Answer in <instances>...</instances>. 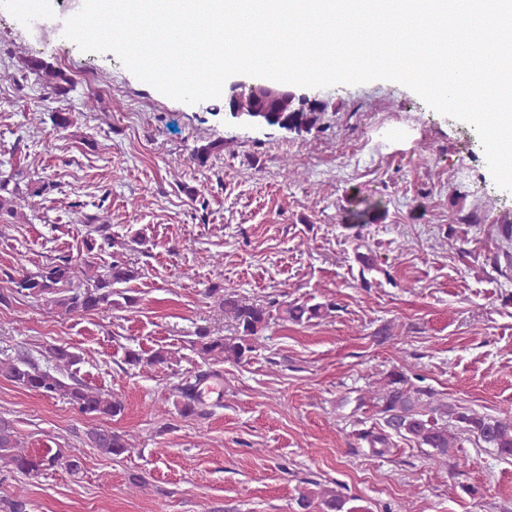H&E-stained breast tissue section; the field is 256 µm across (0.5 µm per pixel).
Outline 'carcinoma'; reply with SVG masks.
<instances>
[{
    "label": "carcinoma",
    "mask_w": 512,
    "mask_h": 512,
    "mask_svg": "<svg viewBox=\"0 0 512 512\" xmlns=\"http://www.w3.org/2000/svg\"><path fill=\"white\" fill-rule=\"evenodd\" d=\"M239 106L250 109L262 106L269 111L274 123L288 128H310L317 122V113L322 108L315 103L299 99L280 103L266 98L258 92L244 96ZM46 191V185L29 182L27 192L20 191L19 184H10L8 179H0V218L15 213L25 196H40ZM90 229L82 240L81 252L77 255H63L39 267L37 271L27 273L13 280V292L21 296L54 295L53 303L68 314H80L102 308L121 306L119 299L130 302V297L117 290V286L135 280L140 272L131 262L112 256L107 272L87 279L84 287H72L73 278L79 264L95 253L114 246L109 233V225L98 216L86 218ZM218 295V310L224 320L230 323L231 336H216L208 328L199 327L195 332L193 347L204 364L210 362L240 363L255 351L254 341L269 326L272 315L261 303L247 302L233 293L219 288L212 289ZM288 319L300 322L311 320L320 315V307L312 305L289 304L285 309ZM54 368L41 367L29 357L20 355L1 366L6 376L15 384L34 391L45 398H62L82 414L94 417H117L124 412L121 399L86 384L73 371L80 358L66 345H57L50 350ZM217 377L219 373L209 368L200 370L191 379L179 383L176 393L179 400L175 407L182 416L203 417L208 415L207 403L198 390L200 383L207 377ZM405 374L397 372L387 381V388L377 397L374 408L383 421L386 431L372 436L371 447H387V431L398 436L412 439L420 447L433 449L441 456L448 455L456 447L457 436L450 433L448 423L439 422L438 408L433 406L434 393L424 389H410ZM446 414L461 424V430L468 432L478 440L497 449L500 456L512 460V425L499 421H489L483 417L452 409ZM91 447L110 456H120L128 451L129 443L123 435L107 430L94 429L88 433ZM66 462L74 470L77 461L67 460L60 450L50 452H28L18 448L11 425L0 420V468L24 475L39 474ZM345 502L333 490L322 492L319 506L322 512H343Z\"/></svg>",
    "instance_id": "carcinoma-1"
}]
</instances>
